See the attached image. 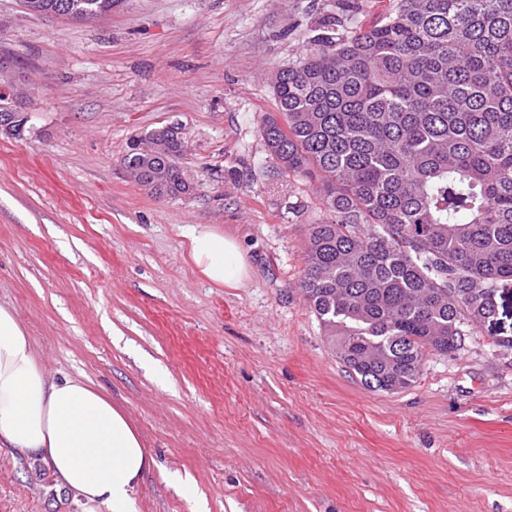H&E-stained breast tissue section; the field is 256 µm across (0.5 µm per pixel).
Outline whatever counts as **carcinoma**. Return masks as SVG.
I'll list each match as a JSON object with an SVG mask.
<instances>
[{
  "instance_id": "obj_1",
  "label": "carcinoma",
  "mask_w": 512,
  "mask_h": 512,
  "mask_svg": "<svg viewBox=\"0 0 512 512\" xmlns=\"http://www.w3.org/2000/svg\"><path fill=\"white\" fill-rule=\"evenodd\" d=\"M83 18L115 0H74ZM272 76L260 133L278 170L316 184L334 220L307 229L300 287L339 360L398 392L460 349L512 283V0H398L382 21L317 38ZM123 164L187 192V141L144 134Z\"/></svg>"
}]
</instances>
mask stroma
<instances>
[{
	"label": "stroma",
	"mask_w": 512,
	"mask_h": 512,
	"mask_svg": "<svg viewBox=\"0 0 512 512\" xmlns=\"http://www.w3.org/2000/svg\"><path fill=\"white\" fill-rule=\"evenodd\" d=\"M397 0H116L74 20L0 0V57L28 121L0 135V304L50 378L91 380L153 459L140 512H512V287L496 322L414 386L373 391L328 344L299 287L316 189L279 173L259 131L270 77L328 24ZM169 123L191 196L122 164ZM236 236L251 265L216 288L182 227ZM0 512H79L43 460L0 448Z\"/></svg>",
	"instance_id": "1"
}]
</instances>
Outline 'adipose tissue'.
I'll use <instances>...</instances> for the list:
<instances>
[{
	"mask_svg": "<svg viewBox=\"0 0 512 512\" xmlns=\"http://www.w3.org/2000/svg\"><path fill=\"white\" fill-rule=\"evenodd\" d=\"M187 256L210 283L248 279L239 242L207 224L184 234ZM0 447L45 460L80 512H139L136 490L153 460L126 412L88 380H49L16 311L0 305Z\"/></svg>",
	"mask_w": 512,
	"mask_h": 512,
	"instance_id": "ef3b65f1",
	"label": "adipose tissue"
}]
</instances>
